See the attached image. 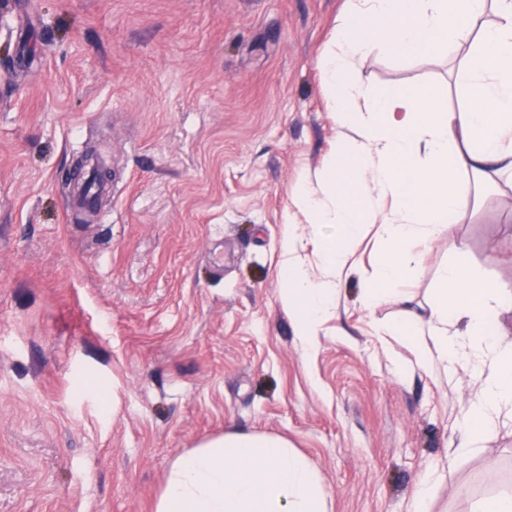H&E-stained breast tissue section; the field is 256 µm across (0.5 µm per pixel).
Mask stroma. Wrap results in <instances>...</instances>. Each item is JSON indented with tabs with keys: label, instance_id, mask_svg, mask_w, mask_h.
<instances>
[{
	"label": "stroma",
	"instance_id": "1",
	"mask_svg": "<svg viewBox=\"0 0 512 512\" xmlns=\"http://www.w3.org/2000/svg\"><path fill=\"white\" fill-rule=\"evenodd\" d=\"M346 0H0V512H151L173 462L230 431L285 437L329 512H430L512 495V417L458 452L478 380L416 365L394 335L429 319L458 261L502 287L512 346V183L422 250L399 303L367 305L385 245L352 244L305 349L282 296L284 235L321 277L318 190L339 136L317 62ZM355 82L467 91L445 51L356 56ZM112 167L95 213L70 176Z\"/></svg>",
	"mask_w": 512,
	"mask_h": 512
}]
</instances>
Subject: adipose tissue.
Instances as JSON below:
<instances>
[{"instance_id": "1", "label": "adipose tissue", "mask_w": 512, "mask_h": 512, "mask_svg": "<svg viewBox=\"0 0 512 512\" xmlns=\"http://www.w3.org/2000/svg\"><path fill=\"white\" fill-rule=\"evenodd\" d=\"M490 13L495 21H487ZM437 42L462 55L458 76L470 97L459 110H449L439 86L363 89L351 77L355 55L384 50L406 57ZM319 67L338 123L357 129L361 141L352 151L337 141L321 196L303 185L293 193L304 219L327 229L320 248L325 280L306 273L295 238L282 242L284 299L308 346L334 304L361 224H379L389 245L365 299L371 305L395 300L418 268V245L475 208L484 180L512 178V0H349L335 47ZM357 99L361 108L349 111ZM369 185L378 201L366 199ZM438 284L430 329L408 320L395 332L415 340L421 368L459 359L472 364L482 383L462 442L470 448L495 430L501 415L512 414V347L497 338L496 282L448 264ZM154 512H327V494L286 439L228 432L173 463Z\"/></svg>"}]
</instances>
